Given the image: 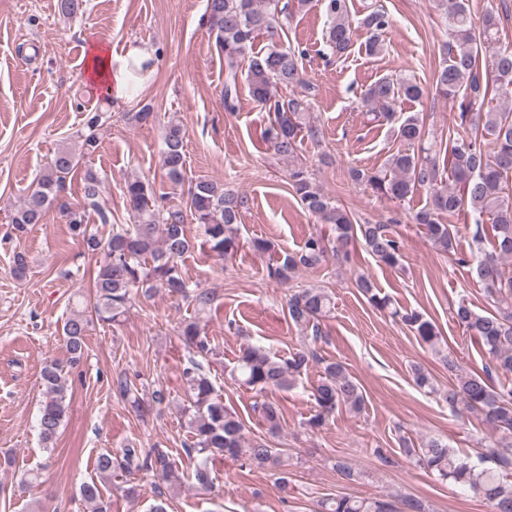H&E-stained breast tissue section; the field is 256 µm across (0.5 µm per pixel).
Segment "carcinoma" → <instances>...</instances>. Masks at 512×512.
<instances>
[{
    "label": "carcinoma",
    "mask_w": 512,
    "mask_h": 512,
    "mask_svg": "<svg viewBox=\"0 0 512 512\" xmlns=\"http://www.w3.org/2000/svg\"><path fill=\"white\" fill-rule=\"evenodd\" d=\"M329 23L324 35V49L336 57L343 56L350 44L352 24L349 0H320ZM280 0H206L203 20L216 34V45L224 54V108L236 110L239 76H245L253 98L270 115L264 140L273 152L292 162L288 179L301 206L320 223L330 225L332 235H310L293 252H285L267 268L268 278L286 282L303 270L318 269L329 257L348 260L349 245L362 244L376 262L397 267L402 260V242L389 224L354 222L347 210L320 189L310 177L307 165L298 160L296 149L304 134L315 136V129L306 122L310 108L307 96L283 98L273 88L303 86L304 49L281 45L280 16L287 7ZM371 33L367 50L376 54L382 49L379 34L391 25L388 14L381 9L370 10L359 21ZM498 19L486 11L473 19L468 0H451L448 11V58L436 74V93L454 99L465 92L467 102L460 105L454 118L453 134L448 137L444 158L449 160L453 183L443 180L437 157V141L426 132L423 120L416 114L396 118L405 101L416 102L429 90L414 79L399 75L382 77L362 94L371 120L394 125V135L401 148L390 154L380 169L352 168L350 179L371 189L376 196L391 201L408 200L419 187L428 188L429 200L412 213L416 224L431 245L449 254L454 251L455 229L442 222V215H452L468 206L478 216H489L493 239L491 249L481 247L485 239L483 224L476 223L473 239L475 252L457 258L471 267L495 303V310L484 315L475 313L461 301L453 310V319L478 337L492 366L482 374L464 371L458 361L441 350V334L433 321L414 309L395 306L390 298L375 292L365 276L356 280V288L375 308L390 316L417 336L421 342L440 354L454 381L441 392L442 399L453 410L464 411L487 425L492 435L483 444L474 463L456 457L448 445L431 440L415 448L405 446L408 456L443 481L467 487L474 495L487 501L494 512H512V388H497L492 373L512 374V272L505 271L504 262L512 258V49L498 48L492 55V81L483 79L479 56L482 49L497 41ZM268 39L266 51L253 52L259 37ZM503 99L504 107L483 110L489 96ZM102 115L90 116L77 132L81 151L58 150L37 186L27 192L11 218L14 229L23 233L30 224H39L48 209L58 201L66 180L79 172L82 160L98 148V131ZM186 128L171 117L163 127L162 167L168 180L188 183L186 204H171L164 194L146 178L126 180L123 194L129 223H112V211L101 200V178L92 170L83 173V197L97 214L100 224L111 226L102 236L87 222L85 209L66 203L59 211L73 238L87 251L102 254L103 259L92 276L90 292L76 302V309L65 319L62 332L68 353L67 361L56 360L40 370L44 400L39 409L37 427L46 449H53L64 423L68 401L65 365H76L84 357L85 337L94 320L114 323L138 298H149L159 288L194 302L203 313L214 300L213 292L191 286L179 264L191 251L186 220L192 217L202 231L210 251L221 258L236 253L241 247L239 224L243 197L213 180H187ZM332 299L323 288H300L288 300L291 321L311 333L312 340L322 336L321 322L331 312ZM184 344L201 357L212 353L206 338L200 334L198 322L181 324ZM320 359L311 348L295 349L288 356H279L257 345L244 347L230 369L238 386L262 397L260 414L271 434L281 425L279 404L270 394L291 388L297 377ZM188 392V405L182 409L188 437L184 442L187 456L197 459L191 479L200 488L211 486L208 463L225 455L240 458L248 466H273L280 469V485L288 490V469L283 467L281 451L263 439L248 441L239 415L224 405L215 394L209 373L201 362L192 359L183 370ZM120 393L134 408L145 415L152 404L164 401L156 389L144 400L138 388L119 386ZM316 409L307 426L320 429L336 410L346 407L359 413L365 397L360 385L338 362L327 363L312 388ZM96 477L79 488L81 500L89 512H111L112 502L104 498L99 482L131 476L146 471L160 477L170 487L181 484L176 460L163 448L122 449L118 457L110 451L101 452L95 462ZM321 512H399L398 507L382 499L338 496L321 502Z\"/></svg>",
    "instance_id": "1"
}]
</instances>
